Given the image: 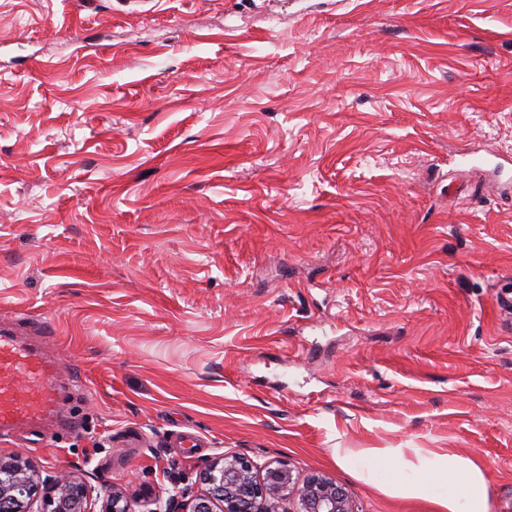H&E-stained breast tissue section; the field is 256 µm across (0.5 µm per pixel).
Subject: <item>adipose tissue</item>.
Here are the masks:
<instances>
[{"label":"adipose tissue","mask_w":512,"mask_h":512,"mask_svg":"<svg viewBox=\"0 0 512 512\" xmlns=\"http://www.w3.org/2000/svg\"><path fill=\"white\" fill-rule=\"evenodd\" d=\"M338 463L363 464L383 473L388 494L418 498L441 512H491L489 477L485 469L459 453L421 448H340Z\"/></svg>","instance_id":"ef3b65f1"}]
</instances>
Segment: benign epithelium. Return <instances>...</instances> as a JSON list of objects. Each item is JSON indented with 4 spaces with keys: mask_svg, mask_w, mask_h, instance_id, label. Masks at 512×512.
<instances>
[{
    "mask_svg": "<svg viewBox=\"0 0 512 512\" xmlns=\"http://www.w3.org/2000/svg\"><path fill=\"white\" fill-rule=\"evenodd\" d=\"M201 479L205 492L191 496L176 488L159 512H355L335 481L323 474L301 480L284 462L268 464L259 478L250 460L224 454L205 464ZM90 501L91 486L74 475L43 480L20 455L0 459V512H93ZM102 512L130 510L114 489Z\"/></svg>",
    "mask_w": 512,
    "mask_h": 512,
    "instance_id": "7a95c632",
    "label": "benign epithelium"
}]
</instances>
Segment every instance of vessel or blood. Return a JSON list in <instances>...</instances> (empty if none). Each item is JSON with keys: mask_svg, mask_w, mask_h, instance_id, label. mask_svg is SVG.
<instances>
[{"mask_svg": "<svg viewBox=\"0 0 512 512\" xmlns=\"http://www.w3.org/2000/svg\"><path fill=\"white\" fill-rule=\"evenodd\" d=\"M61 382L55 362L9 327L0 328V437L21 427L41 436L61 421Z\"/></svg>", "mask_w": 512, "mask_h": 512, "instance_id": "b4317fda", "label": "vessel or blood"}]
</instances>
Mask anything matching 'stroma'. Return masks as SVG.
<instances>
[{"label": "stroma", "instance_id": "35a3bbf8", "mask_svg": "<svg viewBox=\"0 0 512 512\" xmlns=\"http://www.w3.org/2000/svg\"><path fill=\"white\" fill-rule=\"evenodd\" d=\"M0 321L82 382L0 456L131 512L224 453L438 512L339 448L512 512V0H0ZM392 460L393 471L382 465ZM340 464L361 463L369 474L383 473L391 495L431 501L441 512H490L489 477L485 469L459 453L422 448L336 449ZM444 490V491H443Z\"/></svg>", "mask_w": 512, "mask_h": 512}]
</instances>
